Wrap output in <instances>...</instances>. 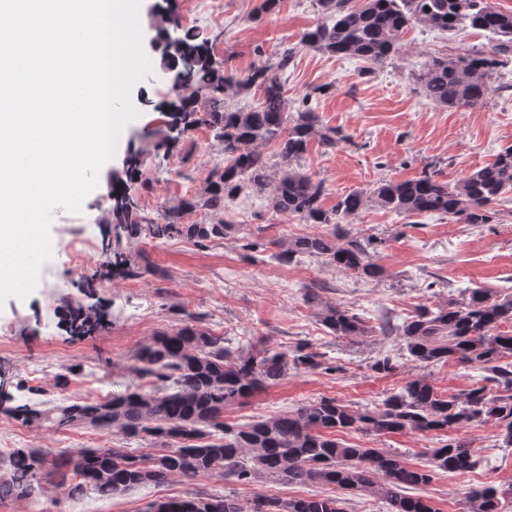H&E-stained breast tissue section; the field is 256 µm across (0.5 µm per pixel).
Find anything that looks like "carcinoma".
I'll return each mask as SVG.
<instances>
[{"label":"carcinoma","instance_id":"cac0c4a2","mask_svg":"<svg viewBox=\"0 0 512 512\" xmlns=\"http://www.w3.org/2000/svg\"><path fill=\"white\" fill-rule=\"evenodd\" d=\"M321 21L302 33L300 45L335 57L356 58L366 71L384 65L403 50L401 35L424 25L462 34L468 29L488 34L479 49L454 58L433 56L411 73L424 96L446 107H476L494 91L493 75L512 60V10L493 0H318ZM179 49L160 51L161 65L179 67L181 83L174 94L170 130L155 143L171 153L181 139L205 127L224 152V164L208 173L201 190L155 216L147 213L130 193L128 182L143 177L144 158L128 155L127 182L112 186L105 220L117 225L115 241L106 246L107 266L116 277L163 279L143 251L122 246L147 237L161 243L182 238L199 246L224 238L232 228L225 219L229 205L251 190L265 197L273 212L304 224L332 227L329 233L272 239L274 257L282 263L315 257L339 272L373 280L382 270L373 260L372 239L345 235L342 225L366 205L397 216L438 215L462 224H495L500 212L494 204L512 193V146L495 160L451 184L440 171L426 167L420 176L382 180L367 191H354L323 206L325 187L308 172L294 168L317 140L327 149L342 141L336 129L320 124L305 95L296 111H289L281 75L294 63L291 48L275 61L253 69L242 78L224 70L214 57L210 39L193 29H181ZM260 93L249 109L229 110L224 100ZM277 146L279 168L273 169L265 152ZM201 210L210 220L183 223L185 215ZM321 321L337 337L369 336L374 326L352 307L325 304ZM73 332L86 335L98 324L92 309L77 308ZM392 331L408 358L419 365L454 363L487 373L501 388L491 395L475 384L445 397L427 379L408 380L398 391L371 406L352 409L331 397L246 424L224 421V409L288 376V371L315 370L325 364V353L310 344L291 352L264 345L238 349L211 333L192 317L181 328L162 333L137 352L145 385L114 393L104 400H74L51 408L27 405L17 416L24 423H53L120 433L128 442L152 449L74 448L55 454L48 449L15 448L0 459V502L44 492L43 483L69 496L91 489L102 497L121 494L172 478L191 481L202 475L247 485L267 478L287 485H321L381 500L386 512H436L414 490L429 485L437 472L475 469L480 460L463 441L448 439L433 449L428 463L415 467L400 454L381 448H360L336 438L338 432H397L460 430L473 423L491 422L502 444L512 447V293L468 288L458 298L433 307L381 332ZM512 488L485 485L470 491L466 512H503V500ZM146 512H345L343 499L314 495L281 499L265 495L243 505L232 493H195L163 498L148 504Z\"/></svg>","mask_w":512,"mask_h":512}]
</instances>
